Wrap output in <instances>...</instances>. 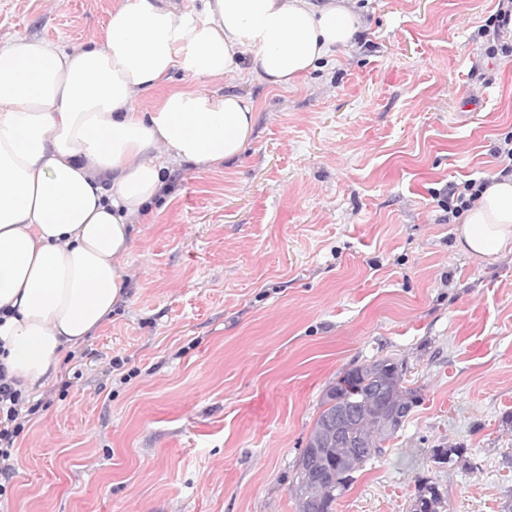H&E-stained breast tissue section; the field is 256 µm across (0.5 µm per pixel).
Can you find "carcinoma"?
<instances>
[{"label": "carcinoma", "mask_w": 512, "mask_h": 512, "mask_svg": "<svg viewBox=\"0 0 512 512\" xmlns=\"http://www.w3.org/2000/svg\"><path fill=\"white\" fill-rule=\"evenodd\" d=\"M406 372L403 363L382 358L353 364L339 373L326 393V408L297 461L292 492L299 512H334L336 501L355 482V473L383 454V445L402 426L400 422L390 423L392 410L400 409L406 418L423 400L421 388L407 383ZM378 386L384 389L381 397L374 393ZM351 405L357 408V414L346 424L345 433L352 441L375 449L369 455L347 442L324 443L329 422ZM429 462L439 469H465L470 465L467 449L461 443L431 449ZM409 512H448V498L437 483L419 476Z\"/></svg>", "instance_id": "1"}]
</instances>
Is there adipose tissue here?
<instances>
[{"mask_svg": "<svg viewBox=\"0 0 512 512\" xmlns=\"http://www.w3.org/2000/svg\"><path fill=\"white\" fill-rule=\"evenodd\" d=\"M357 33L348 0H124L99 41L64 47L18 35L0 44V365L43 386L64 352L121 301L133 223L168 191L170 163L213 169L249 143L252 99L234 74L296 86ZM191 86L137 108L173 69ZM460 247L512 244V176L464 212Z\"/></svg>", "mask_w": 512, "mask_h": 512, "instance_id": "1", "label": "adipose tissue"}]
</instances>
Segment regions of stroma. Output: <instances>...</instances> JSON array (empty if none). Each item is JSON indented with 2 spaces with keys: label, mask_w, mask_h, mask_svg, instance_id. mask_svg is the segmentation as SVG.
Returning <instances> with one entry per match:
<instances>
[{
  "label": "stroma",
  "mask_w": 512,
  "mask_h": 512,
  "mask_svg": "<svg viewBox=\"0 0 512 512\" xmlns=\"http://www.w3.org/2000/svg\"><path fill=\"white\" fill-rule=\"evenodd\" d=\"M120 0H0V42L101 38ZM354 40L300 85L231 80L252 139L175 165L136 222L122 301L29 394L0 512H298L295 467L327 389L390 357L423 402L336 504L408 512L427 476L449 512L512 499V250L463 251L449 182L491 179L512 131L495 0H351ZM461 443L468 469L435 470ZM496 11L488 18L484 26V34L489 36L490 45L487 47L486 55L489 59H496L499 56H512V40L503 41L504 30L512 22V0H497ZM491 27L493 28L491 31ZM467 448H464L463 444H453L448 446H438V448H431L429 462L431 467L435 468H448L453 469L460 467L467 469L470 465L467 459Z\"/></svg>",
  "instance_id": "stroma-1"
}]
</instances>
